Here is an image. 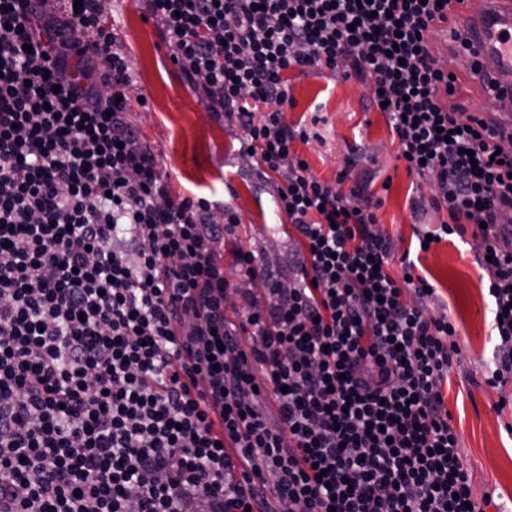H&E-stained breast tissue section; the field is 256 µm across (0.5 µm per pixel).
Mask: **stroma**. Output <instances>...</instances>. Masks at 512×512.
I'll return each mask as SVG.
<instances>
[{"mask_svg":"<svg viewBox=\"0 0 512 512\" xmlns=\"http://www.w3.org/2000/svg\"><path fill=\"white\" fill-rule=\"evenodd\" d=\"M103 6L136 75L131 119L169 173L173 194L207 198L214 209H229L238 219L219 248L231 284L225 314L238 321L248 292L262 288L261 280L248 283L240 277L238 252L259 255L260 271L283 280L294 273L299 258L293 227L274 205L280 178L243 156L245 136L236 122L206 109L172 63L160 26L142 0H104ZM288 88L294 101L285 114L288 123L312 124L319 133L295 142L297 155L330 183L351 170L364 193L377 201L378 225L390 236L395 254L414 247L420 227L434 230L447 220L443 210L427 211L420 219L412 212L410 200L417 189L366 82L340 72H292ZM141 97L146 100L142 106L137 103ZM477 245L469 232L463 240L442 241L420 253L414 272L437 288L458 327L460 352L442 393L475 496L487 499L484 512H512V382L495 388L485 380L496 339L490 334L488 278L474 263Z\"/></svg>","mask_w":512,"mask_h":512,"instance_id":"35a3bbf8","label":"stroma"}]
</instances>
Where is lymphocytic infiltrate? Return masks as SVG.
Instances as JSON below:
<instances>
[{
    "instance_id": "obj_1",
    "label": "lymphocytic infiltrate",
    "mask_w": 512,
    "mask_h": 512,
    "mask_svg": "<svg viewBox=\"0 0 512 512\" xmlns=\"http://www.w3.org/2000/svg\"><path fill=\"white\" fill-rule=\"evenodd\" d=\"M448 0H145L210 111L236 118L306 262L227 322L218 247L238 220L173 197L130 119V65L101 0H0V512H483L442 394L457 334L435 287L388 271L359 188L314 175L287 73L345 69L384 105L414 208L478 225L512 381V146L458 99L432 37ZM267 105L256 113V104ZM257 336L243 350L239 331ZM263 366L264 379L255 368ZM278 403L276 423L258 407ZM224 410L215 434L210 404Z\"/></svg>"
}]
</instances>
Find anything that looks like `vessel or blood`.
<instances>
[{
    "instance_id": "obj_1",
    "label": "vessel or blood",
    "mask_w": 512,
    "mask_h": 512,
    "mask_svg": "<svg viewBox=\"0 0 512 512\" xmlns=\"http://www.w3.org/2000/svg\"><path fill=\"white\" fill-rule=\"evenodd\" d=\"M450 10L478 66L475 84L494 85L496 109L485 120L497 135H512V0H451Z\"/></svg>"
}]
</instances>
